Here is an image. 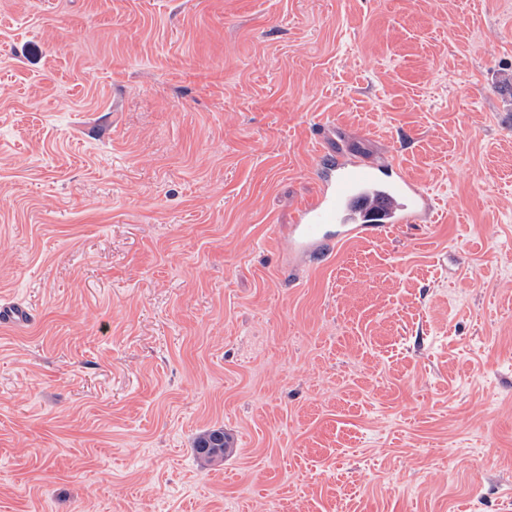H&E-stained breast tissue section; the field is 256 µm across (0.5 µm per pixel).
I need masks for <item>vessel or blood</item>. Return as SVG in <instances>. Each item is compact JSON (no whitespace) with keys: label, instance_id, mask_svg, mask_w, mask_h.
Wrapping results in <instances>:
<instances>
[{"label":"vessel or blood","instance_id":"b4317fda","mask_svg":"<svg viewBox=\"0 0 512 512\" xmlns=\"http://www.w3.org/2000/svg\"><path fill=\"white\" fill-rule=\"evenodd\" d=\"M322 189L290 225V253L308 257L353 237L372 238L403 224L429 218L430 190L395 157L377 163L342 153L321 163Z\"/></svg>","mask_w":512,"mask_h":512}]
</instances>
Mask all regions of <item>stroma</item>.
<instances>
[{
    "label": "stroma",
    "instance_id": "1",
    "mask_svg": "<svg viewBox=\"0 0 512 512\" xmlns=\"http://www.w3.org/2000/svg\"><path fill=\"white\" fill-rule=\"evenodd\" d=\"M1 305L0 512H512V0H0ZM320 173L319 195L298 211L287 232L288 251L295 255L308 257L334 242L414 224L429 218L435 207L430 190L395 157L373 164L341 153L320 163ZM196 452L210 461L217 457H224V431L211 430L200 435L195 443Z\"/></svg>",
    "mask_w": 512,
    "mask_h": 512
}]
</instances>
